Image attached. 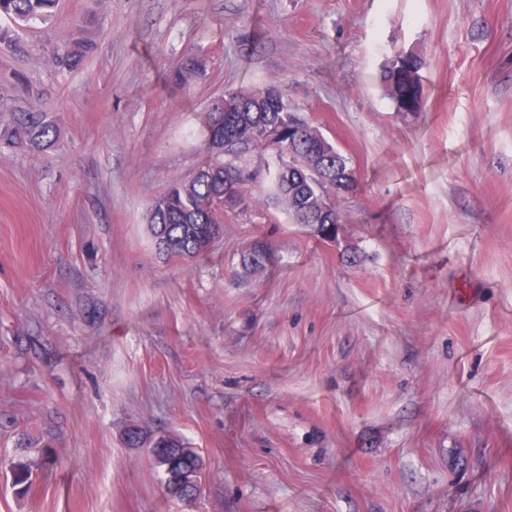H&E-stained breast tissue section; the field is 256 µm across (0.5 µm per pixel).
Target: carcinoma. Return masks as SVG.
Instances as JSON below:
<instances>
[{
    "instance_id": "obj_1",
    "label": "carcinoma",
    "mask_w": 512,
    "mask_h": 512,
    "mask_svg": "<svg viewBox=\"0 0 512 512\" xmlns=\"http://www.w3.org/2000/svg\"><path fill=\"white\" fill-rule=\"evenodd\" d=\"M58 0H0V20L9 22L0 26V45L18 47V30L36 21L45 22L55 13ZM91 50L86 37L68 42L63 53L57 55V65L74 70L82 65ZM418 61L409 56H396L384 73L392 96L406 110H414L419 103L420 87L416 79ZM203 62L194 56L186 57L170 71L167 81L187 88L201 75ZM292 116L288 101L274 86L246 92H232L212 103L201 135L209 153H214L213 130L232 131L237 144L244 147L228 163L217 159L203 163L189 179L174 180L161 196L166 208L153 216L149 231L152 239L165 235V248L158 252L170 257L194 259L205 253L204 241L223 231L224 210L212 206L213 199L224 198V190H235L236 208L247 212L257 205L248 195V187L264 180L273 184L275 195L284 214L294 224H309L311 212L318 207L324 217L314 236L322 242L337 240L341 229V216L333 198L355 188L354 171L349 159L339 154L340 170L331 181V190L298 185H285L282 173L286 169L307 170L314 163L316 145L310 139L291 130L288 119ZM281 123L280 137L269 146L277 155V166L261 163L247 165L243 157L250 152L254 133L262 125ZM57 128L49 114L28 103L13 110L12 121L0 129V142L22 145L34 152H45L55 144ZM275 262V253L264 238L254 240L248 252L239 259L238 268L245 276L260 275ZM130 448H148L153 464L162 469L165 496L178 502L187 501L189 491L203 488L206 479L205 464L199 450L175 434L149 436L142 429L131 426L124 433Z\"/></svg>"
}]
</instances>
